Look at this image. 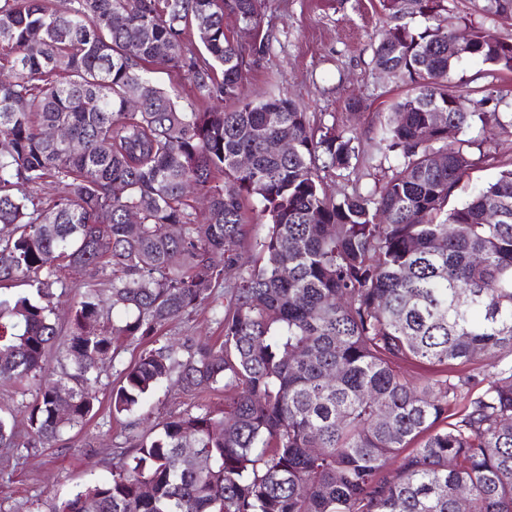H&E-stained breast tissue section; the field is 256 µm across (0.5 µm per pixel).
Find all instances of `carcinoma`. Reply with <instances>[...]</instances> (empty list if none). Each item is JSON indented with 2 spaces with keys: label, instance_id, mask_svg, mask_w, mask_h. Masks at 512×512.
<instances>
[{
  "label": "carcinoma",
  "instance_id": "1",
  "mask_svg": "<svg viewBox=\"0 0 512 512\" xmlns=\"http://www.w3.org/2000/svg\"><path fill=\"white\" fill-rule=\"evenodd\" d=\"M445 2L382 0L372 62L409 90L363 141L287 98L242 96L224 17L260 28L252 0H0V385L37 381L22 419L0 412V449L84 426L106 365L110 415L138 414L110 476L57 512H459L461 495L466 512H512V158L464 137L512 128V112L490 82L448 83L466 59L512 73V40L481 25L448 54ZM479 2L512 21V0ZM153 68L210 106L184 107ZM58 125L75 147L46 138ZM378 158L382 182L360 191L352 161ZM476 168L496 175L452 204ZM326 173L352 192L329 194ZM50 182L56 196L34 195ZM65 271L105 287L77 290L60 343ZM204 304L224 341H160ZM126 342L142 351L119 363ZM173 376L193 396L224 383V410L139 428Z\"/></svg>",
  "mask_w": 512,
  "mask_h": 512
}]
</instances>
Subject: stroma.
<instances>
[{"label":"stroma","instance_id":"stroma-1","mask_svg":"<svg viewBox=\"0 0 512 512\" xmlns=\"http://www.w3.org/2000/svg\"><path fill=\"white\" fill-rule=\"evenodd\" d=\"M262 31L269 50L249 54L253 33L233 17L224 28L245 49L243 94L253 100L280 95L305 112L335 116L341 128L366 132L372 117L390 111L407 92L406 85L373 70L375 36L383 21L381 0H264ZM360 99L361 118L350 114V99ZM174 343L192 344L222 338L224 330L209 306L162 331ZM130 419L94 416L68 441L40 448L16 466L0 464V512H53L90 478L109 475L112 448L121 441Z\"/></svg>","mask_w":512,"mask_h":512}]
</instances>
